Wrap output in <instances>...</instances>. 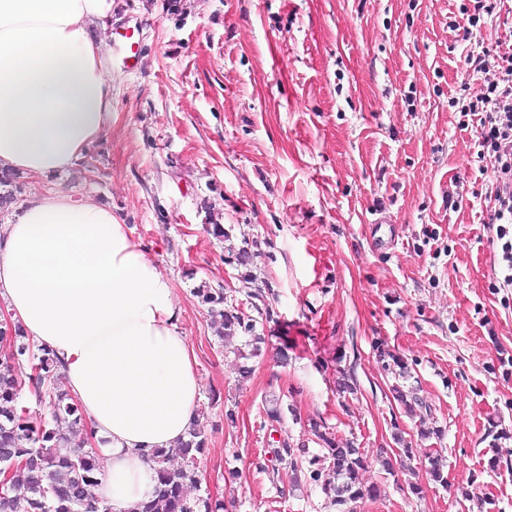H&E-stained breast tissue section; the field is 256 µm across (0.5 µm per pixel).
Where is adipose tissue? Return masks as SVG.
<instances>
[{
	"label": "adipose tissue",
	"instance_id": "obj_1",
	"mask_svg": "<svg viewBox=\"0 0 512 512\" xmlns=\"http://www.w3.org/2000/svg\"><path fill=\"white\" fill-rule=\"evenodd\" d=\"M113 0H0V169L68 171L112 119L104 43ZM0 309L62 362L104 461L112 512L151 498L155 449H174L198 410L197 357L173 285L111 207L48 195L0 225Z\"/></svg>",
	"mask_w": 512,
	"mask_h": 512
}]
</instances>
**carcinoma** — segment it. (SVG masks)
Returning a JSON list of instances; mask_svg holds the SVG:
<instances>
[{"mask_svg":"<svg viewBox=\"0 0 512 512\" xmlns=\"http://www.w3.org/2000/svg\"><path fill=\"white\" fill-rule=\"evenodd\" d=\"M195 293L209 306L219 338L226 341L239 332L250 333L251 352L239 350L237 354L246 361L256 356L262 342V337L255 335L256 320L235 308L225 309L222 288L204 285ZM0 344L8 345L11 351L10 363L0 368V469L12 466L25 471L22 493H15L12 483L0 488V512H112L93 496L101 475L97 450L73 442V435L84 429L82 411L74 400L55 390L60 361L44 348L32 349L29 339L11 326L0 328ZM379 359L384 369L398 378L404 379L411 372L396 354L382 351ZM25 368L31 371L35 402L50 407V418L38 424L33 423L30 407L20 399ZM309 427L322 446L323 458L329 460V468H316L320 459H307L304 450L296 452L285 442L270 449L271 472L286 464L296 482L309 475L337 512H358L363 500L373 495V490L359 481V472L367 464L364 450L350 440L336 439L321 422L312 421ZM205 446L206 438L195 424L178 445L181 466H169L168 451L156 450L152 457L153 495L141 503L138 512H222L224 504L199 494L196 459ZM421 467L430 481L447 484L439 453L429 454Z\"/></svg>","mask_w":512,"mask_h":512,"instance_id":"1","label":"carcinoma"}]
</instances>
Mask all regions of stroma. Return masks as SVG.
<instances>
[{"label":"stroma","mask_w":512,"mask_h":512,"mask_svg":"<svg viewBox=\"0 0 512 512\" xmlns=\"http://www.w3.org/2000/svg\"><path fill=\"white\" fill-rule=\"evenodd\" d=\"M476 1L115 0L106 25H140V57L128 71L104 48L113 117L88 149L98 176H19L0 209L60 190L110 205L143 241L197 355L201 492L230 512H336L312 481L257 471L279 440L320 455L310 419L364 448L359 479L378 497L361 512H483L485 496L512 512V288L495 285L490 164L466 109L482 81L465 63L512 50V0H480L488 16ZM376 212L397 222L396 248L371 250ZM242 247L248 283L231 262ZM203 284L252 317L263 289L274 310L256 324L266 342L248 378L233 354L245 339L224 346L194 294ZM382 349L410 377L385 373ZM340 367L357 386L344 399ZM396 384L426 403L419 417L394 401ZM274 395L295 414L273 425ZM425 426L441 436L421 439ZM396 431L416 460L439 449L447 485L400 490L377 460L401 466Z\"/></svg>","instance_id":"35a3bbf8"}]
</instances>
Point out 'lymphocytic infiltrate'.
Wrapping results in <instances>:
<instances>
[{"label":"lymphocytic infiltrate","instance_id":"f902f5d3","mask_svg":"<svg viewBox=\"0 0 512 512\" xmlns=\"http://www.w3.org/2000/svg\"><path fill=\"white\" fill-rule=\"evenodd\" d=\"M466 62L483 78L478 140L492 168L486 212L496 246V280L512 288V57L485 50Z\"/></svg>","mask_w":512,"mask_h":512}]
</instances>
